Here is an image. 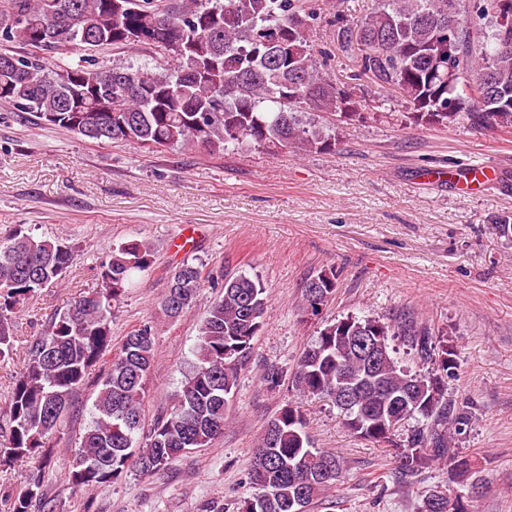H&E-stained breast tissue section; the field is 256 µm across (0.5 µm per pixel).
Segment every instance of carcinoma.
Returning <instances> with one entry per match:
<instances>
[{"mask_svg": "<svg viewBox=\"0 0 512 512\" xmlns=\"http://www.w3.org/2000/svg\"><path fill=\"white\" fill-rule=\"evenodd\" d=\"M321 22L318 0H0V40L32 48L0 54V106L85 140L152 151L222 154L244 143L333 151L336 117L355 114L361 100L318 67L310 32ZM337 38L358 46L361 74L414 118L512 131V0H379L359 25L338 27ZM134 44L154 50L150 62L105 68L88 58L103 46ZM62 50L78 58H57ZM73 259L69 243L20 225L0 243V359L13 351L12 314L29 295L61 283ZM153 259L143 240L112 247L99 264L97 291L75 299L33 341L0 419V466L31 454L50 462L51 437L112 348V307ZM207 283L220 295L200 327L192 369L148 428L154 325L146 321L123 338L75 448L74 489L110 484L131 467L152 473L224 435L229 395L264 325L266 288L257 275L205 274L186 260L168 277L163 315L180 317ZM335 290L333 269L312 273L302 305L316 315L317 296ZM397 336L431 370L407 367L392 345ZM456 369L454 351L429 328L348 315L319 329L290 374L272 367L263 381L276 388L289 379L297 391L330 400L356 437L396 448L401 478L441 463L467 488L479 470L456 440L474 413L448 398ZM411 419L418 424L402 432ZM344 470L343 457L313 446L304 413L289 402L264 427L249 472L253 493L238 512H306ZM42 486V473H30L12 512H32ZM422 512H474L473 498L436 485Z\"/></svg>", "mask_w": 512, "mask_h": 512, "instance_id": "1", "label": "carcinoma"}]
</instances>
